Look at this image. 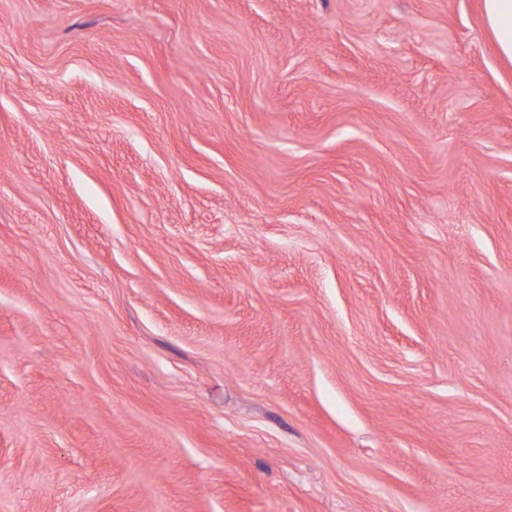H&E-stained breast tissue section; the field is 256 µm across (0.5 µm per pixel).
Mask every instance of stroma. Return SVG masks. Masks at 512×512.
<instances>
[{"label":"stroma","mask_w":512,"mask_h":512,"mask_svg":"<svg viewBox=\"0 0 512 512\" xmlns=\"http://www.w3.org/2000/svg\"><path fill=\"white\" fill-rule=\"evenodd\" d=\"M0 512H512L482 0H0Z\"/></svg>","instance_id":"obj_1"}]
</instances>
